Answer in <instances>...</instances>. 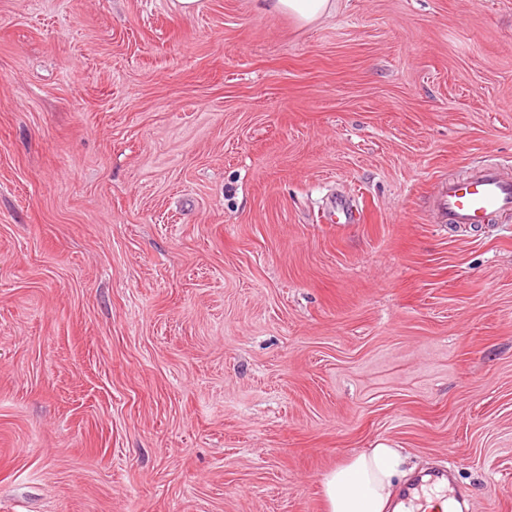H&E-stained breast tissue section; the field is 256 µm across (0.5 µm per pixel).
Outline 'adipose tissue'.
<instances>
[{
  "label": "adipose tissue",
  "instance_id": "adipose-tissue-1",
  "mask_svg": "<svg viewBox=\"0 0 512 512\" xmlns=\"http://www.w3.org/2000/svg\"><path fill=\"white\" fill-rule=\"evenodd\" d=\"M404 476L396 449L381 445L359 453L324 476L326 512H403L394 496Z\"/></svg>",
  "mask_w": 512,
  "mask_h": 512
}]
</instances>
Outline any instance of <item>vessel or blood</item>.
<instances>
[{
    "instance_id": "b4317fda",
    "label": "vessel or blood",
    "mask_w": 512,
    "mask_h": 512,
    "mask_svg": "<svg viewBox=\"0 0 512 512\" xmlns=\"http://www.w3.org/2000/svg\"><path fill=\"white\" fill-rule=\"evenodd\" d=\"M435 210L442 223L458 231L478 230L512 215V170L491 163L440 183Z\"/></svg>"
}]
</instances>
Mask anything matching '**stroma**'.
I'll use <instances>...</instances> for the list:
<instances>
[{"instance_id":"35a3bbf8","label":"stroma","mask_w":512,"mask_h":512,"mask_svg":"<svg viewBox=\"0 0 512 512\" xmlns=\"http://www.w3.org/2000/svg\"><path fill=\"white\" fill-rule=\"evenodd\" d=\"M488 153L512 0H0V512H325L380 444L512 512V221L434 207ZM257 7L272 13H285L303 22H312L329 13L332 0H256Z\"/></svg>"}]
</instances>
